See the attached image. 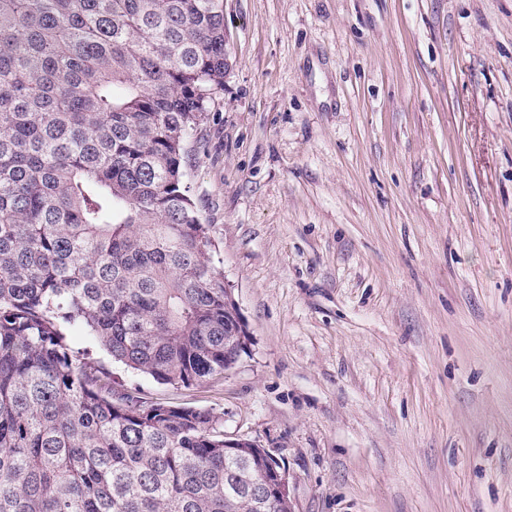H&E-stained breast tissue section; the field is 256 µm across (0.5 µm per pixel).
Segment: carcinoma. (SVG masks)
Wrapping results in <instances>:
<instances>
[{"mask_svg": "<svg viewBox=\"0 0 512 512\" xmlns=\"http://www.w3.org/2000/svg\"><path fill=\"white\" fill-rule=\"evenodd\" d=\"M224 0H0V512H290L212 412L115 385L224 378L236 322L186 182Z\"/></svg>", "mask_w": 512, "mask_h": 512, "instance_id": "cac0c4a2", "label": "carcinoma"}]
</instances>
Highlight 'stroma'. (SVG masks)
<instances>
[{
	"label": "stroma",
	"instance_id": "1",
	"mask_svg": "<svg viewBox=\"0 0 512 512\" xmlns=\"http://www.w3.org/2000/svg\"><path fill=\"white\" fill-rule=\"evenodd\" d=\"M187 181L250 346L148 400L291 512H512V0H224Z\"/></svg>",
	"mask_w": 512,
	"mask_h": 512
}]
</instances>
